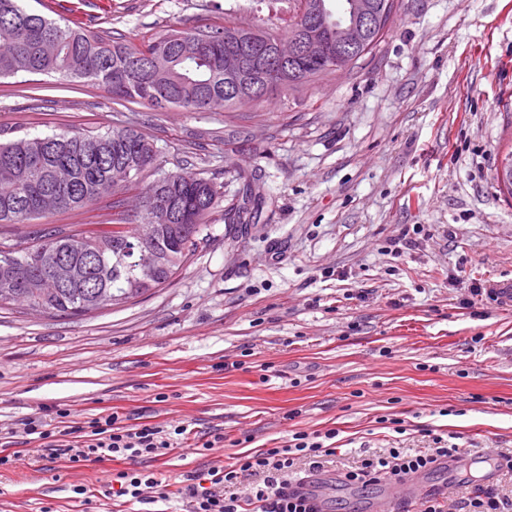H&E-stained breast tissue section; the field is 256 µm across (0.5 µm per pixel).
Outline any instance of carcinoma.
<instances>
[{
  "label": "carcinoma",
  "mask_w": 512,
  "mask_h": 512,
  "mask_svg": "<svg viewBox=\"0 0 512 512\" xmlns=\"http://www.w3.org/2000/svg\"><path fill=\"white\" fill-rule=\"evenodd\" d=\"M376 11L388 10L378 26L367 34L363 55H371L389 31L399 0H362ZM242 29L230 19L203 29H162L138 45L118 41L106 31L86 29L69 19H48L19 5V0H0V79L29 74H57L70 82H91L112 91L119 100L152 107H179L206 112L205 100L222 102L227 108L259 105L269 96L302 86L331 70L309 67L302 80L276 81L264 95L247 101L224 99V46L236 45ZM134 164L124 185L112 186V166ZM153 171L156 178L144 182ZM11 183L0 186V224H22L44 216L39 196L53 185L57 209L73 210L93 205L105 195H118L135 187L143 196H166L190 209L184 224H162L159 216L143 206L141 231L126 222L119 211L121 200L107 229L53 230L38 237L10 239L0 236V299L7 304L43 305L54 315L81 316L96 309L100 294H111V307L123 305L160 288L194 255L199 235L218 205L220 195L208 178L192 184L177 172H166L158 163L149 137L133 128H114L95 134L62 131L46 136L0 142V175ZM501 191L512 195V150L496 167ZM146 236L162 256L155 277L143 281L132 265L139 239ZM95 252V266L88 278H78L47 298L34 296L12 283L8 270L25 264L36 273H49L55 258L65 255L76 266L87 265L86 251Z\"/></svg>",
  "instance_id": "carcinoma-1"
}]
</instances>
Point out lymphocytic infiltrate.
Instances as JSON below:
<instances>
[{
	"mask_svg": "<svg viewBox=\"0 0 512 512\" xmlns=\"http://www.w3.org/2000/svg\"><path fill=\"white\" fill-rule=\"evenodd\" d=\"M50 419H21L20 429H7L37 436L44 441L49 456L65 458L72 467L97 460H129L132 468L113 473L108 483L109 496L125 498L130 504H152L169 500L165 482L154 473L136 469L135 461L155 459L186 440L188 432L178 424H130L123 414L104 411L83 420H74L69 408L56 406ZM336 429L294 432L286 445L261 448L237 455L225 466L186 476L177 493L185 512H312L307 503L289 493L288 488L300 466L322 468L327 457L336 453L332 441ZM425 451L405 448L364 455L347 471V482L364 486L397 482L417 472L431 471L441 459L461 454L459 444L442 436L432 438ZM417 512H512V493L495 487H481L466 493L457 502H446L438 495L424 497Z\"/></svg>",
	"mask_w": 512,
	"mask_h": 512,
	"instance_id": "lymphocytic-infiltrate-1",
	"label": "lymphocytic infiltrate"
}]
</instances>
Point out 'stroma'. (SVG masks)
Instances as JSON below:
<instances>
[{"label":"stroma","instance_id":"obj_1","mask_svg":"<svg viewBox=\"0 0 512 512\" xmlns=\"http://www.w3.org/2000/svg\"><path fill=\"white\" fill-rule=\"evenodd\" d=\"M376 52L356 68L257 107L155 109L107 88L21 74L0 79V136L133 125L165 170L220 185L195 255L164 287L83 317L0 308V428L68 406L110 408L229 443H184L138 467L167 483L336 429L328 472L368 447L428 448L421 427L458 437L457 495L485 485L476 458L512 452V309L485 300L512 278V196L495 169L512 147V0H400ZM123 39L232 17L282 29L288 0H25ZM258 198L249 223L236 210ZM112 200L9 227L97 230ZM410 234L409 250L392 243ZM299 417L286 420L290 410ZM405 421L399 435L379 424ZM0 512H129L104 484L122 461L70 468L37 440L0 439ZM87 495L77 496L74 486Z\"/></svg>","mask_w":512,"mask_h":512}]
</instances>
